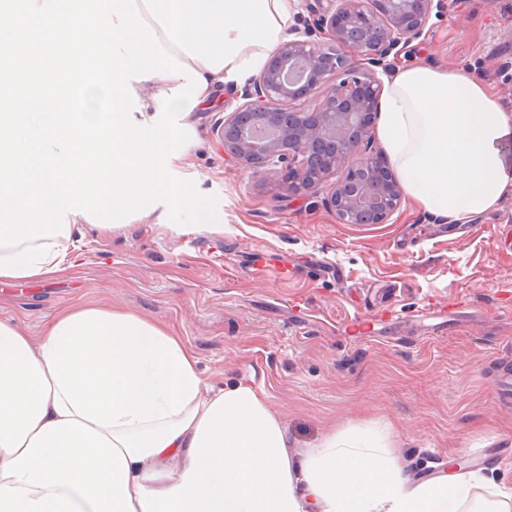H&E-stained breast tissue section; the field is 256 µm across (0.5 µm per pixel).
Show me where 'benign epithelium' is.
Here are the masks:
<instances>
[{
    "label": "benign epithelium",
    "instance_id": "benign-epithelium-1",
    "mask_svg": "<svg viewBox=\"0 0 512 512\" xmlns=\"http://www.w3.org/2000/svg\"><path fill=\"white\" fill-rule=\"evenodd\" d=\"M446 8L447 0H317L318 39L279 45L224 117V152L253 175L277 170L290 194L326 191L341 224L387 223L403 191L372 146L379 74Z\"/></svg>",
    "mask_w": 512,
    "mask_h": 512
}]
</instances>
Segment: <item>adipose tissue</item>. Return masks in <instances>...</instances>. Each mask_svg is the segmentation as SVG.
I'll use <instances>...</instances> for the list:
<instances>
[{
  "label": "adipose tissue",
  "mask_w": 512,
  "mask_h": 512,
  "mask_svg": "<svg viewBox=\"0 0 512 512\" xmlns=\"http://www.w3.org/2000/svg\"><path fill=\"white\" fill-rule=\"evenodd\" d=\"M163 47L207 82V108L289 35L291 0H136ZM406 197L465 224L512 196V110L465 66L398 65L377 125ZM70 240L0 247V284H48ZM477 471L414 480L354 425L294 455L262 389L209 388L168 327L77 304L42 336L0 320V512H512Z\"/></svg>",
  "instance_id": "1"
}]
</instances>
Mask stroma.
<instances>
[{
  "mask_svg": "<svg viewBox=\"0 0 512 512\" xmlns=\"http://www.w3.org/2000/svg\"><path fill=\"white\" fill-rule=\"evenodd\" d=\"M415 61L471 67L512 106V0H447ZM240 89L195 113L194 142L169 156L178 178L218 199L214 225H77L72 265L48 285L0 287V319L40 335L78 302L115 304L172 328L213 387H262L295 449L352 425L387 430L414 475L448 458L484 468L477 501L512 492V198L467 224L409 202L385 224H341L323 194L291 196L224 151ZM468 307L453 334L410 318Z\"/></svg>",
  "mask_w": 512,
  "mask_h": 512,
  "instance_id": "stroma-1",
  "label": "stroma"
}]
</instances>
